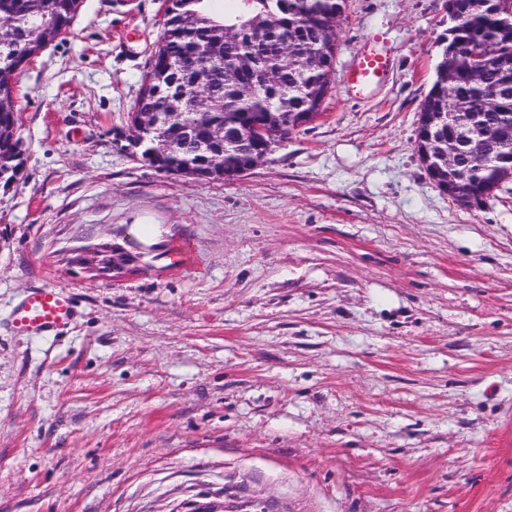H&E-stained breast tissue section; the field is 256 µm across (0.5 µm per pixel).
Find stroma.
Returning <instances> with one entry per match:
<instances>
[{"mask_svg": "<svg viewBox=\"0 0 512 512\" xmlns=\"http://www.w3.org/2000/svg\"><path fill=\"white\" fill-rule=\"evenodd\" d=\"M161 6L80 0L20 73L0 512H512V182L465 207L417 152L448 0H345L322 115L223 181L128 149ZM101 244L137 264H70ZM41 286L74 322L14 332ZM390 59L371 42L363 43L356 51L344 74L349 92L362 97L381 85L389 72Z\"/></svg>", "mask_w": 512, "mask_h": 512, "instance_id": "obj_1", "label": "stroma"}]
</instances>
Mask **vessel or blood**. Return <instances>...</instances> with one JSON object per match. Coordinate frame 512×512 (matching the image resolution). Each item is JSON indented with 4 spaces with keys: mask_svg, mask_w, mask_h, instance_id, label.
Returning <instances> with one entry per match:
<instances>
[{
    "mask_svg": "<svg viewBox=\"0 0 512 512\" xmlns=\"http://www.w3.org/2000/svg\"><path fill=\"white\" fill-rule=\"evenodd\" d=\"M390 59L372 43H363L344 74V83L356 96L376 89L389 72ZM75 318L70 297L59 288H36L14 311L11 326L22 334H43L68 326Z\"/></svg>",
    "mask_w": 512,
    "mask_h": 512,
    "instance_id": "1",
    "label": "vessel or blood"
}]
</instances>
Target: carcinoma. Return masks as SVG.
<instances>
[{
    "mask_svg": "<svg viewBox=\"0 0 512 512\" xmlns=\"http://www.w3.org/2000/svg\"><path fill=\"white\" fill-rule=\"evenodd\" d=\"M213 0H171L173 16L165 20L162 40L152 55L135 111L168 112L169 103L180 95L200 90L211 100L210 111L224 134L254 118L264 120L275 145L299 127L309 123L307 113L321 111L331 89L334 67H284L282 44L288 42L296 52L316 55L322 50L324 27L337 22L344 0H232L233 8L217 13ZM458 13L456 38L468 51L483 57L477 61L481 78L472 80L465 73L455 74L448 83V70L455 62L446 56L435 69L432 86L419 111V123L426 124L438 112L448 111V95L464 98L473 112L472 131L460 147L459 163L477 169V180L457 186L453 200L470 204L474 196L487 200L512 181V147L504 148L498 136L500 115L512 113V17L498 10L499 0H454ZM66 0H0V98L10 96L4 77L18 68L32 43V35L44 27L68 28ZM190 12L195 24L184 27L176 22L181 13ZM222 28L232 37L216 42L210 33ZM207 61L200 84L193 73ZM255 61L281 70L277 88L255 86L244 95L252 81L248 66ZM490 92L500 94L498 109L485 107ZM17 115L10 108L0 109V183H9L16 167L22 164L21 152L14 140ZM172 131L162 125L160 131L142 133L136 141L141 157L149 156L159 144L161 134ZM174 147L164 163L171 171L194 176L205 161L196 141L173 137ZM224 156V168L236 169L247 159L239 147L218 144Z\"/></svg>",
    "mask_w": 512,
    "mask_h": 512,
    "instance_id": "1",
    "label": "carcinoma"
}]
</instances>
